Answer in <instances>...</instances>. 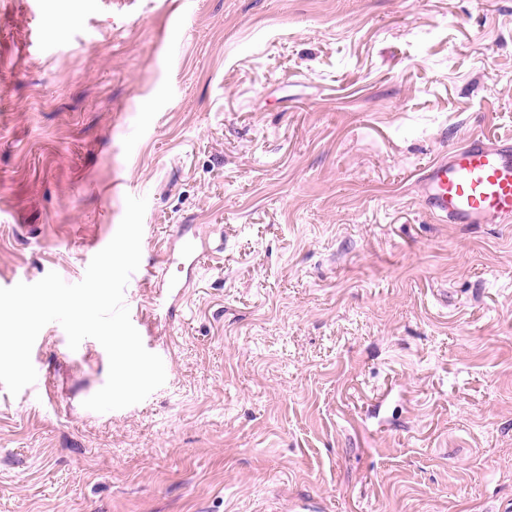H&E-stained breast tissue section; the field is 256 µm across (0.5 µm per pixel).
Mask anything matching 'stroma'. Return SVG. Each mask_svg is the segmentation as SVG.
Instances as JSON below:
<instances>
[{
	"mask_svg": "<svg viewBox=\"0 0 512 512\" xmlns=\"http://www.w3.org/2000/svg\"><path fill=\"white\" fill-rule=\"evenodd\" d=\"M477 133L512 135V0H0V288L80 282L147 197L166 370L85 409L108 356L45 326L0 512H512V224L417 182Z\"/></svg>",
	"mask_w": 512,
	"mask_h": 512,
	"instance_id": "1",
	"label": "stroma"
}]
</instances>
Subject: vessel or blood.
<instances>
[{
	"label": "vessel or blood",
	"instance_id": "vessel-or-blood-1",
	"mask_svg": "<svg viewBox=\"0 0 512 512\" xmlns=\"http://www.w3.org/2000/svg\"><path fill=\"white\" fill-rule=\"evenodd\" d=\"M423 205L451 224L512 223V137L470 135L426 167L420 177Z\"/></svg>",
	"mask_w": 512,
	"mask_h": 512
}]
</instances>
